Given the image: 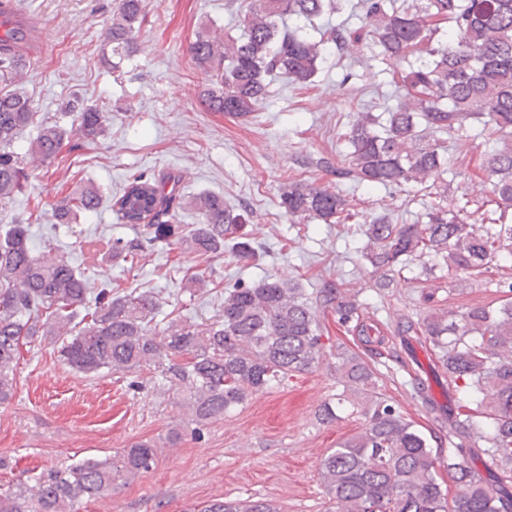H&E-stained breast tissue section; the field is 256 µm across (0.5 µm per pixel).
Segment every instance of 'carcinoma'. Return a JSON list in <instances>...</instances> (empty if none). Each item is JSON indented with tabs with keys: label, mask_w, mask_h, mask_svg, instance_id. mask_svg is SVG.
I'll use <instances>...</instances> for the list:
<instances>
[{
	"label": "carcinoma",
	"mask_w": 512,
	"mask_h": 512,
	"mask_svg": "<svg viewBox=\"0 0 512 512\" xmlns=\"http://www.w3.org/2000/svg\"><path fill=\"white\" fill-rule=\"evenodd\" d=\"M334 0H252L243 34L223 44L203 28L190 51L209 76L202 99L212 112L247 117L268 96L267 77L281 74L309 81L318 69L319 44L290 21L309 23L332 10ZM147 17L145 0H116L107 29L114 70L138 51L137 31ZM451 23L448 40L427 19ZM365 36L334 30L331 42L341 52L378 48L377 57L396 65L417 98L386 112L385 121L361 112L345 140L348 167L340 174L361 184L402 188L428 185L438 202L426 221L395 224L389 214L363 217L366 258L381 286L408 263L440 257L451 273L472 275L512 260V224L503 223L512 207V146L484 153L485 195L448 209V186H437L448 172V148L432 133L456 131L471 118H485L498 139L512 140V0H367ZM23 32L0 21V207L21 193L27 173L24 156L45 164L59 154L66 132L38 119L34 101L17 87L26 68ZM61 110L73 116L75 136L93 142L104 136L105 114L73 98ZM38 125L26 155L15 150L20 134ZM176 177L128 176L113 208L126 224H145L152 242L169 232L185 207ZM101 201L90 185L53 210L57 224L79 212H94ZM290 217L336 220L355 217L344 197L330 186L295 184L281 195ZM198 223L186 242L203 254H219L224 241H237L238 257L254 251L241 240L248 217L224 206V198L203 195L192 201ZM500 210L498 224L484 223L483 208ZM505 299L496 307L472 306L449 321L432 314L416 322L404 318L395 333L402 351L393 358L410 376L414 396L460 442L443 459L427 437L395 404L378 396L373 369L346 351L337 353L336 370L355 396L352 406L365 418L363 430L330 449L320 464V479L330 512H512V280L498 281ZM336 313L341 326L367 343L381 344L378 324L360 319V304L339 288L316 298ZM153 293L132 289L114 295L92 288L87 276L60 255L34 256L28 226L14 222L0 234V404L14 391L20 347L37 336L61 339L60 360L82 374L153 368L169 386L186 393L195 430L224 418L247 398L297 373L315 368L323 356L321 327L312 301L288 279L267 277L224 294L222 314L210 324L156 320ZM434 355L425 370L412 344ZM443 388L440 406L432 384ZM467 390L476 408L461 411L455 394ZM157 448L141 441L105 459L87 458L65 468L29 477L0 490V512H78L83 499L112 492V482L150 470ZM486 459L487 474L475 462ZM448 471L453 490L444 487ZM197 512H280L270 500H213Z\"/></svg>",
	"instance_id": "1"
}]
</instances>
